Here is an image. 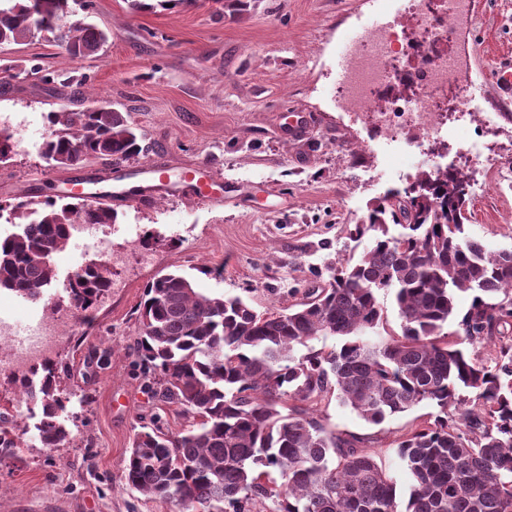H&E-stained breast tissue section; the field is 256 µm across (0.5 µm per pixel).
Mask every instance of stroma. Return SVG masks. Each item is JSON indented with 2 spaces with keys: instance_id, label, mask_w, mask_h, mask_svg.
Here are the masks:
<instances>
[{
  "instance_id": "stroma-1",
  "label": "stroma",
  "mask_w": 512,
  "mask_h": 512,
  "mask_svg": "<svg viewBox=\"0 0 512 512\" xmlns=\"http://www.w3.org/2000/svg\"><path fill=\"white\" fill-rule=\"evenodd\" d=\"M374 7L373 0H249L245 10L220 14L201 0L133 13L126 0H95L90 21L109 41L93 56L71 60L39 37L0 48L5 63L38 56L46 66L88 74L94 88L83 97L28 78L0 93V123L10 126L15 146L0 164V202L61 195L76 182L87 190L136 189L149 163L170 180L151 201L135 196L115 207L113 244L144 245L152 264L117 270L124 287L100 297L75 338L54 353L67 367L63 386L84 397L70 406L72 443L42 447L39 409L22 406L13 381L0 379V413L26 430L20 448L0 458V512H171L170 503L122 479L143 424L158 415L171 430L187 425L148 393L136 351L137 308L158 272L181 271L204 293L239 295L256 311L275 312L289 304V289L323 284L328 264L358 258L368 246L351 229L408 183L367 182L375 159L363 147L366 132L337 109L331 86L338 42ZM477 13L455 39L462 74L488 111L512 112V94L497 82L500 60L512 59V0H477ZM99 101L144 130L149 153L117 167L94 157L48 165V112ZM189 168L209 176L181 180ZM468 176L493 183L469 205V233L492 249H512V189L495 184L490 170ZM204 266L223 274H201ZM320 411L336 431L369 439L406 500L410 480L395 441L433 405L378 426L334 402Z\"/></svg>"
}]
</instances>
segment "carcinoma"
Returning a JSON list of instances; mask_svg holds the SVG:
<instances>
[{
  "mask_svg": "<svg viewBox=\"0 0 512 512\" xmlns=\"http://www.w3.org/2000/svg\"><path fill=\"white\" fill-rule=\"evenodd\" d=\"M133 11L197 0H128ZM93 0H0V45L38 35L72 60L98 51L107 34L77 11ZM46 85L88 88L85 77L39 63L21 74ZM42 157L74 167L94 156L119 165L149 151L128 115L96 105L47 115ZM466 179L420 175L354 225L370 236L355 259L332 268L322 287L273 313L238 295H208L186 275L168 271L146 286L138 306V357L148 390L188 419L173 432L160 425L137 433L124 470L126 485L176 512H512V249L490 250L466 230ZM22 229L0 237V288L35 298L56 280L54 253L67 246L71 224H114L117 212L85 198L29 197L0 204V218ZM112 270L82 266L68 296L91 309ZM392 294L400 331H379ZM471 303L458 315L456 297ZM451 320L457 329L445 331ZM329 337L340 345L314 341ZM499 342L486 365L467 346ZM61 367L43 361L20 380L38 406L39 440L58 448L72 393ZM380 425L429 402L438 412L396 441L411 484L401 505L393 478L375 453L328 427L317 406L331 400ZM17 429L0 430V456L19 447ZM279 473L282 482L270 479Z\"/></svg>",
  "mask_w": 512,
  "mask_h": 512,
  "instance_id": "1",
  "label": "carcinoma"
}]
</instances>
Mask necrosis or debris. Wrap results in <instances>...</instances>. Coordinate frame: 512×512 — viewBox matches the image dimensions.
I'll return each instance as SVG.
<instances>
[{"label":"necrosis or debris","mask_w":512,"mask_h":512,"mask_svg":"<svg viewBox=\"0 0 512 512\" xmlns=\"http://www.w3.org/2000/svg\"><path fill=\"white\" fill-rule=\"evenodd\" d=\"M384 15L352 43L333 96L339 109L369 124V144L405 143L422 153L462 119L482 118L469 85L448 90L458 69L449 35L456 21L472 20L473 0H391ZM380 100L386 109L373 110ZM86 316L77 307L42 312L24 331L0 311V378L40 364Z\"/></svg>","instance_id":"necrosis-or-debris-1"}]
</instances>
